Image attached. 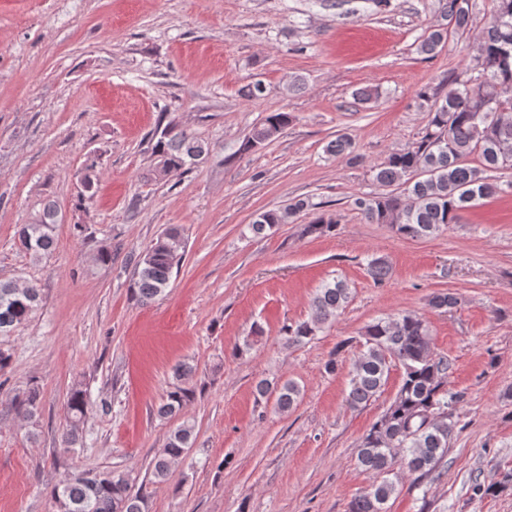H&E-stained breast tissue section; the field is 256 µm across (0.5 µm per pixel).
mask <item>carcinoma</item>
I'll list each match as a JSON object with an SVG mask.
<instances>
[{
    "mask_svg": "<svg viewBox=\"0 0 512 512\" xmlns=\"http://www.w3.org/2000/svg\"><path fill=\"white\" fill-rule=\"evenodd\" d=\"M489 14L473 36L470 57L472 75L453 82L443 97L419 92L426 102L428 124L415 145L394 153L373 170L378 193L358 196L353 205L369 224H387L404 238L433 236L457 224L461 212L484 199L512 189V181L499 182L494 173L512 169V0H490ZM443 25L428 28L418 50L436 54L452 32L466 31L471 22L469 0H444ZM286 112H271L254 127L242 145L247 151L275 140L288 126ZM153 154L156 171L166 174L196 163L210 153L207 142L170 121L156 131ZM82 191L76 208L87 211L99 180L97 158L78 172ZM302 212L312 215L308 234L335 230L337 221L317 211V204L298 199L282 209L261 213L251 224L257 235L279 224H288ZM57 211L47 204L32 224L17 231L18 243L36 261L54 247ZM185 252L182 227L168 226L139 256L134 296L148 305L168 288L173 270ZM351 297L348 284L335 280L324 284L311 300L312 318L286 329L290 344H301L330 323ZM41 303L40 288L32 282L0 279V335L26 323ZM365 343L352 366L347 404L356 408L379 396L393 364L403 369L398 392L384 414L373 424L357 450L358 464L376 475L370 489L355 497L349 512H386V503L397 491L396 469L415 475L419 486L433 474L448 454L457 425V394L448 389V360L435 357L426 322L414 314L380 319L364 328ZM192 366L179 365L176 384L158 408L163 418L180 413L195 397L190 381ZM262 397L276 394V407L287 411L300 397L292 380L258 383ZM41 392L33 386L12 399L16 415L35 423ZM67 427L62 440L68 449L82 442V426L89 413L85 391L72 387L66 403ZM194 426L182 423L170 431L152 461L151 474L165 480L171 466L192 447ZM54 512H145V495L132 491L130 475L112 470L74 468L50 491Z\"/></svg>",
    "mask_w": 512,
    "mask_h": 512,
    "instance_id": "1",
    "label": "carcinoma"
}]
</instances>
